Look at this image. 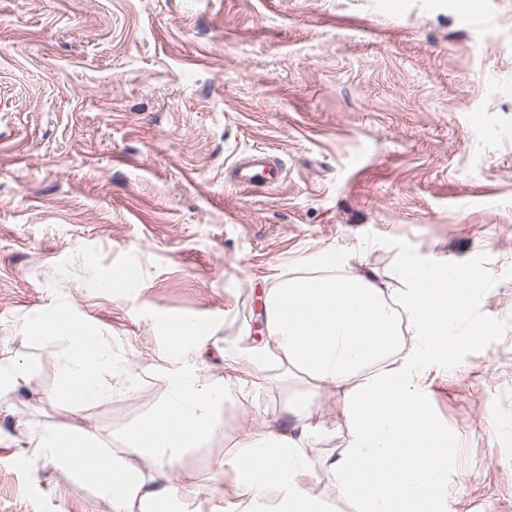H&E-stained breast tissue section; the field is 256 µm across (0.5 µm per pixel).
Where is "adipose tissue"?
I'll use <instances>...</instances> for the list:
<instances>
[{"instance_id": "adipose-tissue-1", "label": "adipose tissue", "mask_w": 512, "mask_h": 512, "mask_svg": "<svg viewBox=\"0 0 512 512\" xmlns=\"http://www.w3.org/2000/svg\"><path fill=\"white\" fill-rule=\"evenodd\" d=\"M479 289L468 267L431 266L409 258L395 282L333 251L315 269L278 279L266 293V329L274 351L298 382L286 403L291 431L264 430L242 441L229 462L239 475L233 490L240 512H326L300 480L310 471L308 450L326 438L311 426L321 385L335 389L347 436L322 468L353 512H446V475L455 434L427 414L425 372L460 344H481L495 327L470 321ZM28 329L66 344L54 399L79 412L112 394L110 353L69 309L35 310ZM178 357L208 339L193 316L166 323ZM228 391L223 377L202 380L197 367L170 373L162 401L124 437V453L103 440L52 424L28 434L23 453L67 468L112 512H160L181 492L170 479L177 460L222 434ZM151 457L152 470L136 459Z\"/></svg>"}]
</instances>
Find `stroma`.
<instances>
[{
	"mask_svg": "<svg viewBox=\"0 0 512 512\" xmlns=\"http://www.w3.org/2000/svg\"><path fill=\"white\" fill-rule=\"evenodd\" d=\"M0 0V362L28 389L0 411V512H112L55 463L28 460V428L119 439L154 410L167 319L211 338L195 363L229 377L224 432L181 457L179 512H232L227 453L283 424L291 387L267 342L264 295L326 251L392 274L410 257L467 265L486 288L471 317L496 331L425 375L427 411L459 445L447 512H512V0ZM264 148L269 187L228 170ZM136 287L99 288L113 266ZM60 304L102 337L136 388L71 413L51 398L65 343L31 313ZM309 448L302 481L352 512Z\"/></svg>",
	"mask_w": 512,
	"mask_h": 512,
	"instance_id": "1",
	"label": "stroma"
}]
</instances>
